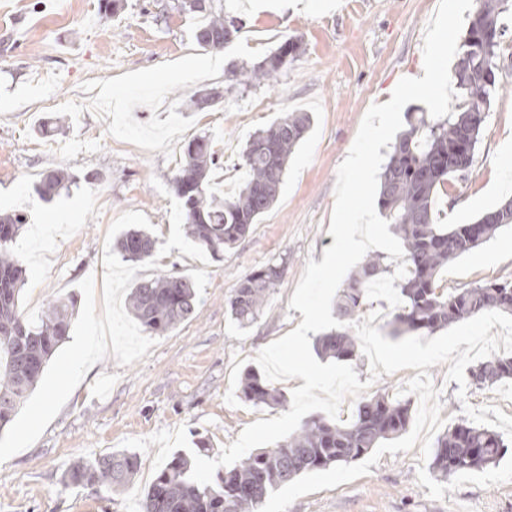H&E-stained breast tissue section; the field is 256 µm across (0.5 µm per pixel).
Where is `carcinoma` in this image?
<instances>
[{
	"label": "carcinoma",
	"instance_id": "obj_1",
	"mask_svg": "<svg viewBox=\"0 0 512 512\" xmlns=\"http://www.w3.org/2000/svg\"><path fill=\"white\" fill-rule=\"evenodd\" d=\"M509 12L512 0H478L451 75L459 90L451 114L434 118L427 112L408 113V129L396 138L383 168L378 205L405 245L403 306L388 322L394 336L431 334L488 309L512 313V281L447 294L436 286L441 268L512 224V206L502 204L471 224L449 227L437 223L434 212L436 197L446 186L467 182L492 103L502 90L495 69L507 28L503 18ZM224 26V14L212 13L195 33L198 45L208 50L224 47ZM298 49L297 41L285 40L243 72L245 81L274 85L286 65L284 58ZM310 124L308 113L290 112L252 135L243 151L246 179L238 193L223 200L210 192L209 172L217 164L210 138L203 135L189 141L173 176L188 236L213 256L244 238L276 202L288 158ZM67 181L64 172L50 171L42 175L38 193L51 199ZM25 221L23 214L0 215V430L36 388L50 358L67 339L72 317L61 301L50 304L36 319L25 318L18 310L25 271L12 244ZM117 248L126 261L140 263L154 255L156 239L145 229H133L122 235ZM386 271L380 258L365 259L338 289L339 316L345 320L359 316L366 305V288ZM282 274L281 265L269 263L239 281L229 300L238 325L257 319ZM195 302V283L165 271L135 283L128 305L144 330L163 334L186 320ZM315 347L321 357L341 361L352 360L359 352L358 339L345 329L322 334ZM470 377L478 386L512 381V355L477 365ZM241 393L255 405L279 404L283 399L279 390L251 370L244 375ZM410 418L408 403L374 396L358 404L349 422L308 421L288 440L251 454L209 485L194 482L186 455L177 453L145 490L141 512H257L269 492L301 474L361 459L383 441L401 435ZM507 448L498 432L463 421L438 437L430 473L445 482L461 472L480 471L496 464ZM137 468L135 455L117 451L72 464L62 480L71 485L122 486Z\"/></svg>",
	"mask_w": 512,
	"mask_h": 512
}]
</instances>
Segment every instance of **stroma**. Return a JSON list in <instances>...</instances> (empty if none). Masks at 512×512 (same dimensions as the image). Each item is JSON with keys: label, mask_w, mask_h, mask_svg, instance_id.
Here are the masks:
<instances>
[{"label": "stroma", "mask_w": 512, "mask_h": 512, "mask_svg": "<svg viewBox=\"0 0 512 512\" xmlns=\"http://www.w3.org/2000/svg\"><path fill=\"white\" fill-rule=\"evenodd\" d=\"M102 0H0V214L21 212L26 224L13 244L25 269L20 310L35 318L57 300L82 308L78 284L102 282L106 233L128 211L147 216L159 243L171 233L170 186L184 149L206 134L220 158L239 160L250 136L287 112H308L311 127L292 153L273 207L233 248L201 262L172 249L158 268L196 284L193 315L157 335L156 346L129 366L106 356L93 365L31 446L0 463V512H139L157 471L158 445L138 451L139 468L123 487L64 485L74 462L121 450L129 437L185 427L189 443L206 440L219 457L247 425L289 411L297 379L275 386L285 400L256 405L240 382L257 353L302 321L289 302L307 261H322L340 164L373 104L390 100L398 81L423 73L425 28L439 0H278L258 11L254 0H208L235 19L230 43L206 51L195 40L202 13L180 0H121L117 14ZM295 37L301 48L275 86L246 83L242 71ZM497 78L503 90L483 128L466 185L440 196L442 224H470L512 199V27L502 39ZM217 89L221 99L199 109L191 98ZM50 122L52 131L38 127ZM64 170L69 189L42 199L48 170ZM283 276L263 314L239 326L229 300L241 278L268 262ZM399 261L367 294L368 312L389 334L386 315L401 303ZM512 280V226L502 228L445 267L447 290ZM352 367L369 387L362 398L404 395L408 368L371 379L369 360ZM447 364L429 367L444 426L467 421L497 431L512 446V382L483 388L448 380ZM421 446L383 454L368 474L307 494L287 512H512V481L470 483L434 500L419 485Z\"/></svg>", "instance_id": "obj_1"}]
</instances>
